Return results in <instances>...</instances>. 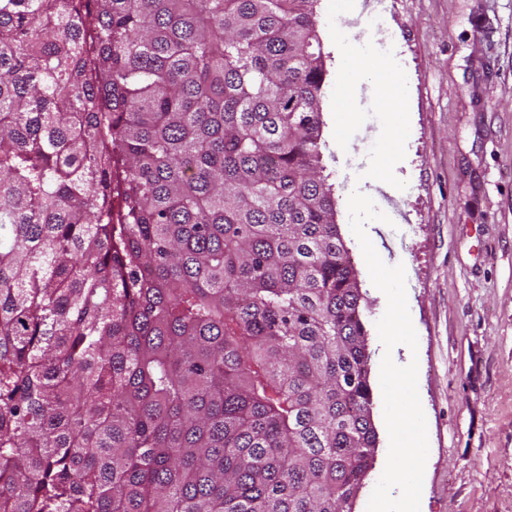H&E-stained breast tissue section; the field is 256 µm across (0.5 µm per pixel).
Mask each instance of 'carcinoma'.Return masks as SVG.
<instances>
[{
	"mask_svg": "<svg viewBox=\"0 0 512 512\" xmlns=\"http://www.w3.org/2000/svg\"><path fill=\"white\" fill-rule=\"evenodd\" d=\"M315 2L0 0V512H352Z\"/></svg>",
	"mask_w": 512,
	"mask_h": 512,
	"instance_id": "obj_1",
	"label": "carcinoma"
}]
</instances>
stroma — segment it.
<instances>
[{"instance_id": "stroma-1", "label": "stroma", "mask_w": 512, "mask_h": 512, "mask_svg": "<svg viewBox=\"0 0 512 512\" xmlns=\"http://www.w3.org/2000/svg\"><path fill=\"white\" fill-rule=\"evenodd\" d=\"M338 18L367 40L375 8L400 42L404 72L369 62L341 97L350 121L322 114V164L336 222L358 273L370 352L378 448L354 504L364 512L389 448L376 323L385 295L371 282L347 222L346 166L392 224L370 239L404 265L429 454L420 512H512V0H342Z\"/></svg>"}]
</instances>
